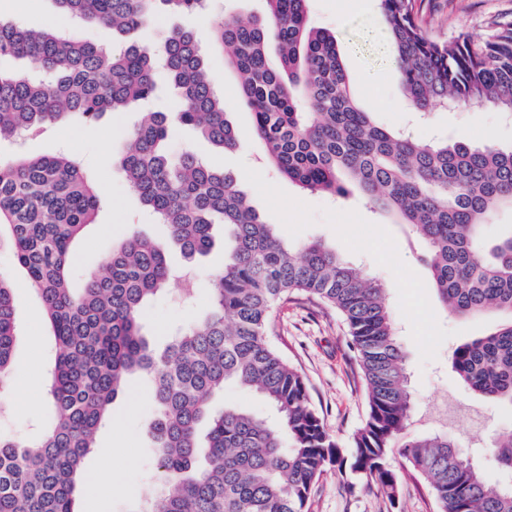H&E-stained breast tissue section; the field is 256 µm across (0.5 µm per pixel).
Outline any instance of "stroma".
Listing matches in <instances>:
<instances>
[{
	"label": "stroma",
	"instance_id": "35a3bbf8",
	"mask_svg": "<svg viewBox=\"0 0 512 512\" xmlns=\"http://www.w3.org/2000/svg\"><path fill=\"white\" fill-rule=\"evenodd\" d=\"M419 23L435 36L484 33L489 20L512 15V0H416ZM262 0H210L197 17L169 12L143 32L145 42L158 45L181 25L195 27L200 37L226 16L243 18L262 14ZM0 18L24 26L60 19L63 31H78L88 41H102L94 24H75L61 18L55 0H0ZM312 26L334 34L351 90L358 104L386 127L411 125L414 134L429 142L444 135L474 146H512V120L500 112L477 105L456 112H437L426 121L415 120L408 110L396 76L390 48L383 40L378 0H309ZM208 70L214 87L224 98L241 133L239 147L231 152L216 148L189 127L171 133L172 154L190 151L231 170L253 205L282 236L292 243L318 239L342 258L377 278L388 301L406 354L413 396L408 433L448 431L460 450L486 475L502 483L512 475L501 471L488 447L495 432L512 425V406L476 397L458 378L452 351L462 341L491 330L495 315L475 320L455 318L439 309L428 269L419 264L407 245V229L391 216L369 209L360 191L333 198L303 190L262 163L264 148L252 137V115L242 103L235 73L224 57L207 49ZM175 96L137 102L129 111L108 113L93 123L68 122L48 126L40 135L0 142V157H79L88 177L103 188L93 224L79 242L72 259V279L81 283L102 272L104 259L120 240L132 232L166 243V229L145 210L130 190L119 158L130 129L141 113L174 112ZM109 134L110 155L98 147L101 134ZM172 266L191 267L193 292L182 301L184 284L169 281L164 291L145 307L143 333L165 344L177 330L206 312L211 304L210 279L224 265V236L216 234L211 251L187 262L169 251ZM0 273L12 276L18 339L11 384L0 393V434L32 439L38 436L51 411L48 379L54 356L52 339L43 321L39 298L26 285L11 252L0 249ZM272 344L305 379L312 402L329 431L347 443L366 420L368 404L359 366L346 326L330 307L297 295L274 312ZM153 417L151 384L143 377L128 380L123 396L112 404V414L100 430L97 446L83 463L92 478V494H80L82 512H143L148 500L159 494V479L149 436ZM392 464L401 476L396 501H389L365 479L323 475L311 498L309 512H440V505L421 478L400 457Z\"/></svg>",
	"mask_w": 512,
	"mask_h": 512
}]
</instances>
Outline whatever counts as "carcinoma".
Listing matches in <instances>:
<instances>
[{
    "label": "carcinoma",
    "instance_id": "carcinoma-1",
    "mask_svg": "<svg viewBox=\"0 0 512 512\" xmlns=\"http://www.w3.org/2000/svg\"><path fill=\"white\" fill-rule=\"evenodd\" d=\"M56 2L111 42L0 20V59L43 74L0 71V140L70 117L95 122L149 99L161 68L180 110L144 114L121 167L184 258L211 248L216 217L227 246L210 308L158 350L142 333V315L173 276L164 250L133 234L112 249L103 272L75 287L71 255L93 223L96 184L71 154L0 161V245L41 299L55 344L44 432L32 441L0 436V512H78L83 461L135 374L151 383L150 434L164 476L150 512H308L331 468L363 475L392 502L394 453L423 477L441 512H512V487L488 480L448 433L401 439L412 395L380 281L319 240L289 243L231 173L192 152H170L174 122L224 150L239 140L197 31L177 28L156 49L139 38L164 12L195 15L204 0ZM265 2L264 15L227 18L211 36L236 73L265 162L313 193L336 196L355 184L372 208L407 226L409 249L451 315L497 314L494 329L457 345L452 362L472 391L512 406V231L485 237L497 210L512 208V148L424 143L376 124L353 97L335 36L310 25L308 0ZM378 7L404 97L417 111L479 104L512 114V20L492 22L477 38L442 39L419 24L415 0ZM13 288L1 273L0 391L13 367ZM295 293L341 315L366 382L368 418L346 445L268 340L274 307ZM229 383L256 392L270 414L228 404L211 410ZM489 450L512 471V428Z\"/></svg>",
    "mask_w": 512,
    "mask_h": 512
}]
</instances>
